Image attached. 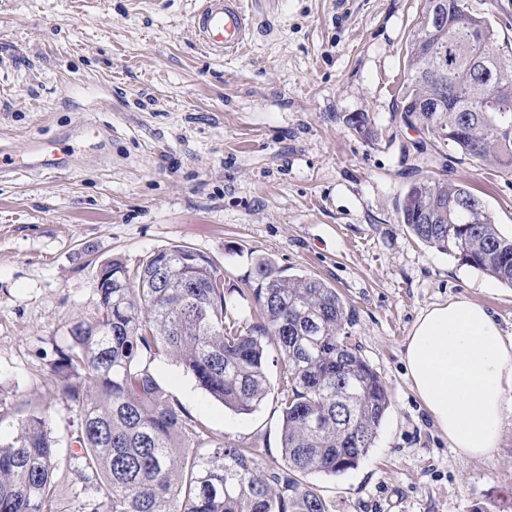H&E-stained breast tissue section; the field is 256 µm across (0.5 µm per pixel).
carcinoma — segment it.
<instances>
[{
  "mask_svg": "<svg viewBox=\"0 0 512 512\" xmlns=\"http://www.w3.org/2000/svg\"><path fill=\"white\" fill-rule=\"evenodd\" d=\"M447 29H420L408 51L402 118L417 121L435 153L512 173V45L468 0H447ZM498 111L485 112L489 97ZM421 243L512 287V236L459 182L410 185L399 208ZM99 315L68 330L58 367L78 379L57 393L78 408L83 469L98 477L90 512H329L307 481L342 474L368 455L389 405L379 374L349 343L353 310L324 281L258 263L238 289L260 316H231L224 272L191 247L153 252L135 269L103 265ZM284 363L282 462L209 435L168 397L146 359L167 356L224 406L249 414L270 392L267 343ZM0 443V512H54L56 440L39 406Z\"/></svg>",
  "mask_w": 512,
  "mask_h": 512,
  "instance_id": "obj_1",
  "label": "carcinoma"
}]
</instances>
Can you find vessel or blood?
Returning <instances> with one entry per match:
<instances>
[{"instance_id":"b4317fda","label":"vessel or blood","mask_w":512,"mask_h":512,"mask_svg":"<svg viewBox=\"0 0 512 512\" xmlns=\"http://www.w3.org/2000/svg\"><path fill=\"white\" fill-rule=\"evenodd\" d=\"M273 0H200L192 25L203 45L217 55L240 52L250 35V14L270 7ZM67 147L36 141L29 145L26 158L32 169L55 168L68 156Z\"/></svg>"}]
</instances>
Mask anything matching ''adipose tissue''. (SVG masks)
Segmentation results:
<instances>
[{
  "label": "adipose tissue",
  "instance_id": "1",
  "mask_svg": "<svg viewBox=\"0 0 512 512\" xmlns=\"http://www.w3.org/2000/svg\"><path fill=\"white\" fill-rule=\"evenodd\" d=\"M403 360L413 387L452 448L486 457L503 425L505 384H512V339L493 314L466 297L417 318Z\"/></svg>",
  "mask_w": 512,
  "mask_h": 512
}]
</instances>
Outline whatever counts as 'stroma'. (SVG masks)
I'll return each instance as SVG.
<instances>
[{"mask_svg": "<svg viewBox=\"0 0 512 512\" xmlns=\"http://www.w3.org/2000/svg\"><path fill=\"white\" fill-rule=\"evenodd\" d=\"M199 0H0V441L21 403L46 408L58 441L57 507L91 495L74 453L80 416L54 395L73 321L98 313L102 263L135 267L185 245L232 291L259 261L324 280L355 313L350 344L390 405L357 468L309 481L330 512H512V389L498 448H451L415 393L404 343L422 311L465 296L512 336V287L419 242L398 221L413 182L445 178L512 235V174L466 158L426 168L428 136L399 112L424 0H277L240 55L207 51ZM368 116V131L347 115ZM89 123L103 131L89 142ZM35 140L71 148L66 168L19 166ZM158 384L211 434L281 461L284 365L249 414L224 407L175 361Z\"/></svg>", "mask_w": 512, "mask_h": 512, "instance_id": "stroma-1", "label": "stroma"}]
</instances>
